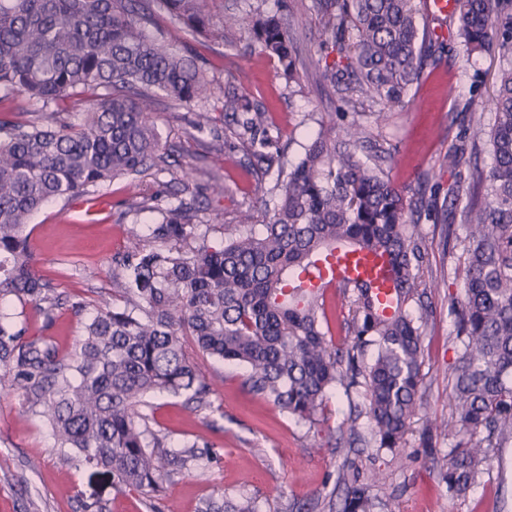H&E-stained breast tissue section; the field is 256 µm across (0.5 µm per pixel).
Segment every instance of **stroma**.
<instances>
[{
  "label": "stroma",
  "instance_id": "stroma-1",
  "mask_svg": "<svg viewBox=\"0 0 512 512\" xmlns=\"http://www.w3.org/2000/svg\"><path fill=\"white\" fill-rule=\"evenodd\" d=\"M308 2L288 0L305 70L301 86H286L277 60L248 49V31H235L230 48L212 47L199 37L190 42L217 82H235L268 108L269 134L288 163L297 161L308 137L341 106L338 95L319 81L318 23ZM429 25L443 27L445 55L421 73L415 96L367 124L375 150L391 155L392 184L410 200L433 189L447 193L454 177L444 158L465 133V107L487 101L499 68L490 53L464 57L452 22L433 19ZM201 108L224 124L218 91L188 106L160 94L152 112L173 160L194 168L184 183H172L169 172L153 168L113 181L90 198L50 202L32 217L28 229L38 269L58 291L79 296L86 309L63 307L48 327L32 305L10 301L26 339L47 335L60 359L74 355L87 313L116 301L113 257L137 244L148 224L159 219L158 213L139 210L144 197L165 188L176 193L189 203L194 223L209 225L213 246L221 244L223 225L234 223L239 211L251 210L257 223L268 221L275 205L272 178L257 179L240 151L215 152L210 137L190 125ZM215 184L223 193L212 192ZM419 224L426 263L414 314L425 322L422 384L418 412L399 447H378L363 393L336 388L310 426L251 393L245 368L201 357L198 367L214 383L209 406L197 408L185 397L164 394L147 398L143 411L171 444L198 441L212 459L172 474L158 493L118 488L105 469L75 465L56 448L24 391L0 390V505L5 512H201L209 499L248 498L259 512H341L345 491L355 484L369 486L371 512H512V444L491 456L479 481L460 496L450 495L443 479L455 437L437 433L434 448L423 445V430L451 412L450 377L458 350L452 308L464 297V253L462 242L449 240L434 216H421Z\"/></svg>",
  "mask_w": 512,
  "mask_h": 512
}]
</instances>
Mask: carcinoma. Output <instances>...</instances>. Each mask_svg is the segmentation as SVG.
I'll list each match as a JSON object with an SVG mask.
<instances>
[{
  "label": "carcinoma",
  "instance_id": "1",
  "mask_svg": "<svg viewBox=\"0 0 512 512\" xmlns=\"http://www.w3.org/2000/svg\"><path fill=\"white\" fill-rule=\"evenodd\" d=\"M216 0H0V102L16 96L39 105L26 118L0 116V304H33L51 324L63 296L34 266L26 226L32 213L57 199L91 194L116 179L166 159L150 120L154 97L190 104L211 96L215 77L165 39L147 31L159 17L186 36L232 45L248 27L260 51L277 59L280 75L298 84L299 48L286 0H255L241 15L216 23ZM458 36L467 56L499 60L490 112H473L474 137L484 138L492 162L478 163L466 141L448 151V171L467 191L448 189L451 221L465 231L464 298L456 311L460 350L453 368V409L443 427L459 437L448 451V492L475 483L491 449L512 440V0H454ZM324 65L321 81L347 105L385 108L411 97L427 61L444 41L421 25L420 0H310ZM85 102L70 112V102ZM224 117L247 155L270 161V115L231 82L224 84ZM192 128L223 151L227 140L208 112ZM362 119L336 132L322 128L289 169L274 173L279 199L263 230L251 211L224 225V242L208 244L190 223L183 201L140 209L159 212L149 244L112 259L123 307L97 308L74 357L64 362L49 337L24 341L0 310V386L16 387L49 424L69 459L112 473L119 488L159 491L166 477L199 460L197 444L169 450L167 436L140 411L152 392L208 405L212 383L184 347L244 365L245 385L298 420L315 423L331 389L362 386L379 447L396 448L418 407L423 323L410 311L422 287L424 236L413 220L417 204L394 188L380 152L361 158ZM346 246L388 257L398 308L377 311L360 280L338 285L341 324L350 348H333L323 292L301 286L300 275ZM376 347L372 362L359 354ZM365 486L348 488L345 512H370ZM201 512H258L254 502L214 501Z\"/></svg>",
  "mask_w": 512,
  "mask_h": 512
}]
</instances>
